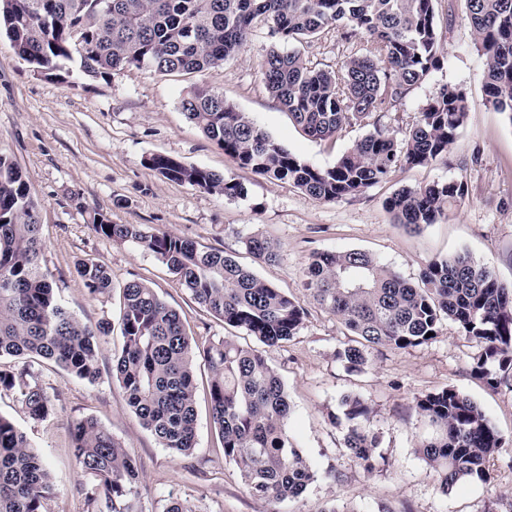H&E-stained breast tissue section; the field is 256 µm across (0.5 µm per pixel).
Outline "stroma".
<instances>
[{"label": "stroma", "mask_w": 512, "mask_h": 512, "mask_svg": "<svg viewBox=\"0 0 512 512\" xmlns=\"http://www.w3.org/2000/svg\"><path fill=\"white\" fill-rule=\"evenodd\" d=\"M436 22L441 66L408 94L398 113L383 112L379 118L394 135L404 136L440 88L454 87L469 102L455 143L437 162L395 167L380 183L336 202L314 200L291 183L240 168L182 112L181 100L191 89L211 87L291 153L317 167L334 166L365 130L349 126L336 138L320 141L293 123L262 80V64L275 44L267 31L254 32L237 58L190 77L129 68L104 80L85 76L73 63L65 84L34 72L0 37V153L19 164L39 203L42 269L73 316L111 325L99 338L100 374L92 383L67 376L49 361L0 357L4 369L31 365L54 404L47 418L34 421L15 394L0 393V416L27 434L53 475L56 494L46 512H96L95 483L72 456L71 429L85 417L97 419L135 460L141 472L140 512H165L174 499L190 501L201 512H318L331 504L339 512H487L493 504L499 512H512V390L493 389L474 378L478 346L454 323H444L440 335L421 346L371 349L368 366L350 372L336 352L350 342L351 333L338 318L307 303L299 333L282 346L266 348L288 391L291 413L285 430L315 473L314 482L294 500L252 495L236 466L225 461L210 418L211 373L203 359H196L194 367L197 444L187 457L159 444L112 376V356L121 345L122 288L133 279L143 280L177 309L197 342L233 335L250 346L254 340L198 305L148 251L97 235L89 220L99 211L116 224H140L235 256L300 300L306 297L302 272L313 254L352 249L372 253L415 284L432 259L465 251L512 288V122L485 104L483 56L464 0H437ZM362 46L359 40H341L333 30L293 48L328 69ZM157 153L240 182L246 194L227 199L166 180L143 164ZM443 181L467 190L447 219L417 233L395 223L386 208L389 197L404 187ZM251 233L278 245L276 263L246 253L240 239ZM87 259L107 267L110 294H88L75 270ZM448 386L481 406L506 445L489 460L493 483H462L444 494L415 451L431 431L416 413L415 399ZM348 395L366 399L373 408L367 429L379 445L369 471L346 448L342 427L331 420Z\"/></svg>", "instance_id": "obj_1"}]
</instances>
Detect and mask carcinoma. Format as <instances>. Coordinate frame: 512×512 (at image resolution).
Masks as SVG:
<instances>
[{"label": "carcinoma", "mask_w": 512, "mask_h": 512, "mask_svg": "<svg viewBox=\"0 0 512 512\" xmlns=\"http://www.w3.org/2000/svg\"><path fill=\"white\" fill-rule=\"evenodd\" d=\"M436 0H0V32L34 71L65 81L78 60L94 78L135 67L189 75L237 56L256 28L278 41H301L336 26L345 40L364 38L363 52L318 68L295 50L272 49L263 81L278 106L312 139L329 140L352 125L370 128L330 168L313 166L272 140L214 89L196 87L183 98L186 117L240 168L293 183L315 200L336 202L383 180L399 164L420 166L448 154L469 103L444 86L423 106L401 139L374 118L380 106L401 102L443 59ZM467 18L485 67L486 103L512 122V0H465ZM143 164L161 177L228 199L239 182L206 168L152 154ZM466 195L463 184L434 182L402 188L386 202L396 223L417 231L448 216ZM92 229L115 243L132 242L153 254L182 288L224 325L264 346H280L299 332L304 304L260 278L233 256L205 250L168 232L114 224L96 212ZM247 253L267 264L275 243L251 234ZM44 243L31 188L21 168L0 154V356L54 363L92 383L99 376L97 336L108 324L81 323L62 304L41 268ZM76 272L90 296L108 293V269L81 261ZM308 298L339 317L355 344L337 351L350 371L368 364L377 346L406 349L439 336L452 321L480 346L472 373L496 389H512V289L466 254L432 260L414 285L363 250L321 252L304 270ZM121 349L115 376L128 406L160 445L188 455L196 445L193 365L202 357L212 373L210 400L224 459L235 464L248 491L269 501L302 495L315 473L285 431L290 403L284 382L263 353L232 336L201 347L178 311L146 283L123 288ZM433 336L426 337L427 333ZM15 394L29 418L43 420L52 405L34 372L0 368V391ZM417 414L434 433L417 451L446 494L465 481L489 483V459L505 440L482 408L454 387L416 398ZM345 446L372 468L377 437L365 424L371 408L359 396L342 401ZM78 468L92 476L106 512H137L135 460L92 417L72 428ZM55 490L42 457L12 421L0 416V512H45Z\"/></svg>", "instance_id": "cac0c4a2"}]
</instances>
